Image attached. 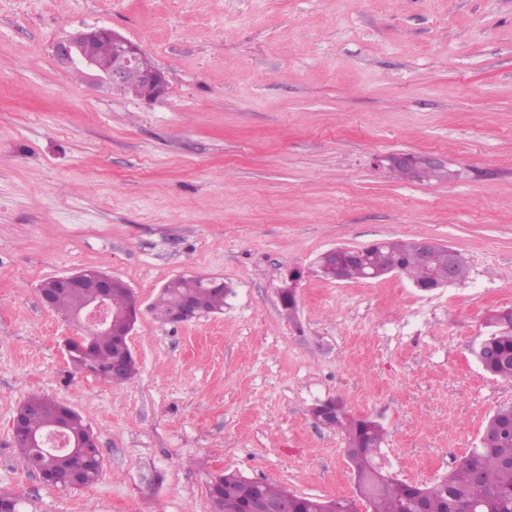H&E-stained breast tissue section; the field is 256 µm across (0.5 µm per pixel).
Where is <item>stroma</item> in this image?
I'll return each mask as SVG.
<instances>
[{"label": "stroma", "instance_id": "obj_1", "mask_svg": "<svg viewBox=\"0 0 512 512\" xmlns=\"http://www.w3.org/2000/svg\"><path fill=\"white\" fill-rule=\"evenodd\" d=\"M95 26L138 43L167 93L60 68L54 43ZM398 153L450 177H401ZM421 238L459 252L466 281L314 272L334 247ZM84 269L141 303L129 382L75 370L69 320L40 302ZM179 276L222 280L223 312L158 321ZM508 309L512 0H0V493L20 512H211L217 472L364 512L344 432L311 413L328 399L383 426L399 480L434 484L512 403L474 354ZM35 394L96 435L97 482L27 469L11 424ZM386 161L391 168H397L401 165H408L409 167L413 168L416 179L421 177V173L424 169H433L439 172L448 171V162H445L441 158L433 155L426 156L420 160H417L415 157L409 155H395L386 158ZM396 171H398L402 176L410 177V169L397 168Z\"/></svg>", "mask_w": 512, "mask_h": 512}]
</instances>
